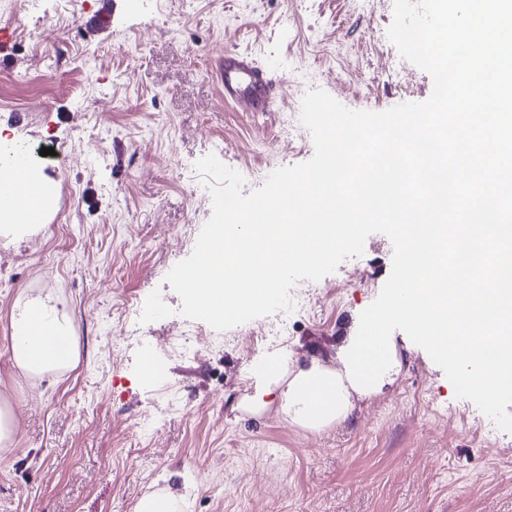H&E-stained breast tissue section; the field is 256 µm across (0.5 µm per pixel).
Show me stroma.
<instances>
[{
	"label": "stroma",
	"mask_w": 512,
	"mask_h": 512,
	"mask_svg": "<svg viewBox=\"0 0 512 512\" xmlns=\"http://www.w3.org/2000/svg\"><path fill=\"white\" fill-rule=\"evenodd\" d=\"M102 0H0V125L30 151L57 204L38 231L0 236V401L16 434L0 452V512H134L172 486L185 512H512V432L456 398L444 371L394 331L400 372L349 416L312 432L257 394L265 353L284 365H335L378 296L393 245L316 282L287 339L255 350L246 325L193 322L165 277L212 215L195 162L215 154L244 193L310 160L299 120L307 91L382 112L426 101L431 76L389 40L394 0H110L105 29L84 28ZM70 57L46 71L59 47ZM254 56L278 80L266 115L224 101V51ZM51 295L73 321L80 360L25 376L10 361L21 294ZM163 368L146 382L142 364ZM265 407H247L253 397Z\"/></svg>",
	"instance_id": "1"
}]
</instances>
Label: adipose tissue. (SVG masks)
<instances>
[{
    "instance_id": "obj_1",
    "label": "adipose tissue",
    "mask_w": 512,
    "mask_h": 512,
    "mask_svg": "<svg viewBox=\"0 0 512 512\" xmlns=\"http://www.w3.org/2000/svg\"><path fill=\"white\" fill-rule=\"evenodd\" d=\"M41 186L33 204L31 221H42L55 207V193L29 161L0 165V232H22L17 202L25 188ZM11 355L24 374L42 377L71 370L79 347L70 317L50 298L17 301L11 315Z\"/></svg>"
}]
</instances>
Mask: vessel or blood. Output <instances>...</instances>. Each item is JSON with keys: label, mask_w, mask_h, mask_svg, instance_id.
Returning a JSON list of instances; mask_svg holds the SVG:
<instances>
[{"label": "vessel or blood", "mask_w": 512, "mask_h": 512, "mask_svg": "<svg viewBox=\"0 0 512 512\" xmlns=\"http://www.w3.org/2000/svg\"><path fill=\"white\" fill-rule=\"evenodd\" d=\"M220 76L225 102L243 104L251 112L269 111L278 80L253 58L238 52H225L220 59Z\"/></svg>", "instance_id": "b4317fda"}]
</instances>
